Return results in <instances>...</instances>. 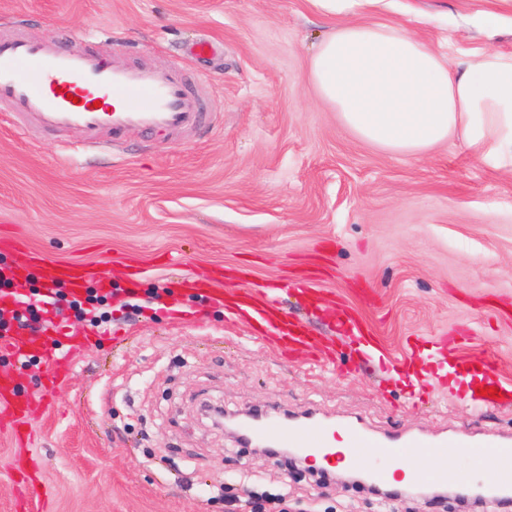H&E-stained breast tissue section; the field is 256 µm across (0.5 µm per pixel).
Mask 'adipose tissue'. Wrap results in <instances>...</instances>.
<instances>
[{
  "mask_svg": "<svg viewBox=\"0 0 512 512\" xmlns=\"http://www.w3.org/2000/svg\"><path fill=\"white\" fill-rule=\"evenodd\" d=\"M318 95L361 140L416 155L452 140L512 167V55L450 65L402 28L350 22L311 61Z\"/></svg>",
  "mask_w": 512,
  "mask_h": 512,
  "instance_id": "adipose-tissue-1",
  "label": "adipose tissue"
}]
</instances>
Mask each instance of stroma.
I'll list each match as a JSON object with an SVG mask.
<instances>
[{
    "mask_svg": "<svg viewBox=\"0 0 512 512\" xmlns=\"http://www.w3.org/2000/svg\"><path fill=\"white\" fill-rule=\"evenodd\" d=\"M499 12L492 31L478 11ZM352 19L407 29L450 61L512 54V0H383L320 15L309 0H0V39H57L188 80L218 120L186 135L81 147L78 132L25 134L0 104V236L98 265L97 326L70 298L43 302L36 269L13 290L38 311L39 346L0 353V374L50 406L31 420L45 500L29 512H249L284 493L288 512H377L367 488L253 454L205 426L199 406L356 419L393 435L420 426L512 434V400L472 419L468 385L439 376L430 339L462 337L471 362L512 376V168L462 142L393 155L359 140L310 81L319 42ZM217 44L209 59L191 44ZM270 290L333 344L334 361L284 356L228 317L217 289ZM358 317L392 357L416 340L433 383L394 377L336 341ZM88 337L47 387L48 353ZM0 418V512H15L17 449Z\"/></svg>",
    "mask_w": 512,
    "mask_h": 512,
    "instance_id": "obj_1",
    "label": "stroma"
}]
</instances>
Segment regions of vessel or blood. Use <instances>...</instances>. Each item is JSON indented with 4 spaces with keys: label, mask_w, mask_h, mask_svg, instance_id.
I'll use <instances>...</instances> for the list:
<instances>
[{
    "label": "vessel or blood",
    "mask_w": 512,
    "mask_h": 512,
    "mask_svg": "<svg viewBox=\"0 0 512 512\" xmlns=\"http://www.w3.org/2000/svg\"><path fill=\"white\" fill-rule=\"evenodd\" d=\"M9 103L23 125L38 131H76L85 146L101 144L130 130L145 134L178 135L208 127L210 114L198 90L184 79L146 67H135L51 41L0 40V103ZM47 289L65 285L79 290L96 266L72 265L32 254ZM256 323L267 338L281 348H304L319 364L331 360L330 347L320 339L298 333L280 315L274 298L244 289ZM340 329L365 356L384 353L367 327L351 316L339 318ZM35 402L16 399L7 379L0 377V414L13 421L12 436L19 447L31 439L28 420ZM256 438L332 464L364 472L377 484L389 483L395 467L407 465L411 485H455L471 493L473 484L448 469V455L484 458L493 474L490 484L496 498H512V435L485 437L475 433L432 434L413 430L400 435H381L358 422L335 425L319 417L301 422H269L256 430ZM16 482L21 502H28L40 488L38 466L22 457Z\"/></svg>",
    "instance_id": "1"
}]
</instances>
